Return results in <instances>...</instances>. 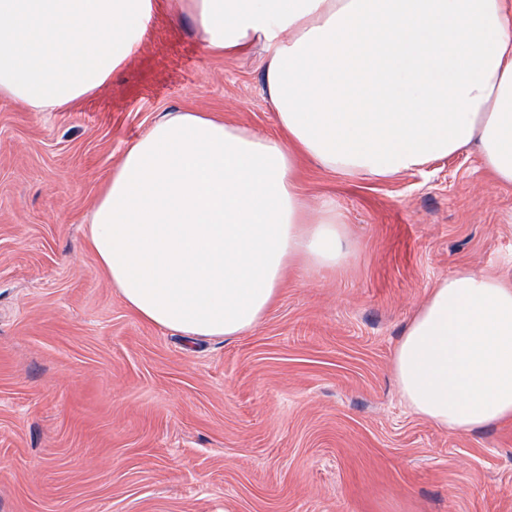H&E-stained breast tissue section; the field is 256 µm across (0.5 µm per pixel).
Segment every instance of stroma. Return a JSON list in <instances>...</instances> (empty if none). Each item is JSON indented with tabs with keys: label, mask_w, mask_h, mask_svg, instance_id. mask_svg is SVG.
Segmentation results:
<instances>
[{
	"label": "stroma",
	"mask_w": 512,
	"mask_h": 512,
	"mask_svg": "<svg viewBox=\"0 0 512 512\" xmlns=\"http://www.w3.org/2000/svg\"><path fill=\"white\" fill-rule=\"evenodd\" d=\"M174 110L277 132L256 55L211 56L162 11L75 109L0 101V512H512V423L438 428L392 367L438 279H512V188L468 153L384 181L303 163L351 263L191 341L139 320L84 244L128 144Z\"/></svg>",
	"instance_id": "35a3bbf8"
}]
</instances>
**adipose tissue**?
Wrapping results in <instances>:
<instances>
[{
	"label": "adipose tissue",
	"mask_w": 512,
	"mask_h": 512,
	"mask_svg": "<svg viewBox=\"0 0 512 512\" xmlns=\"http://www.w3.org/2000/svg\"><path fill=\"white\" fill-rule=\"evenodd\" d=\"M158 9L212 56L259 46L278 133L167 112L127 147L86 243L141 320L239 336L288 278L345 268L343 215L311 206L302 161L386 180L473 149L512 187V0H0V98L34 112L86 100ZM393 370L408 408L448 432L512 421V282L438 280Z\"/></svg>",
	"instance_id": "obj_1"
}]
</instances>
